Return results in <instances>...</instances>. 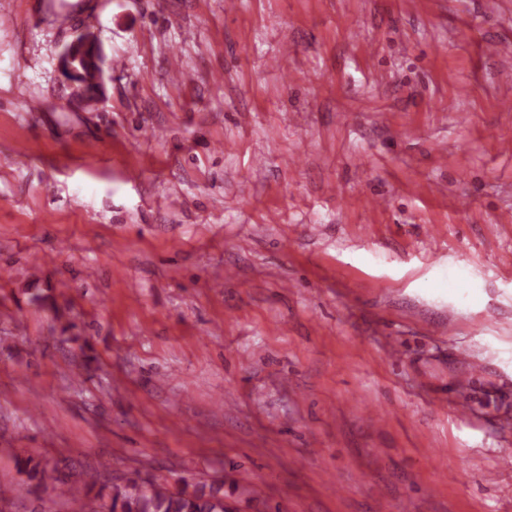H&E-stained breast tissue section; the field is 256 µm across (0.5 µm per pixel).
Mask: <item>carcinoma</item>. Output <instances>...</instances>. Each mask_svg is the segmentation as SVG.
<instances>
[{"label": "carcinoma", "instance_id": "1", "mask_svg": "<svg viewBox=\"0 0 512 512\" xmlns=\"http://www.w3.org/2000/svg\"><path fill=\"white\" fill-rule=\"evenodd\" d=\"M19 470L28 478L26 493L51 492L59 498L83 503L81 512H226L224 497L215 489L201 486L189 493L171 490L165 479L128 477L108 484L97 472L87 471L72 479L55 466L33 458L16 460ZM96 495H91L95 487Z\"/></svg>", "mask_w": 512, "mask_h": 512}]
</instances>
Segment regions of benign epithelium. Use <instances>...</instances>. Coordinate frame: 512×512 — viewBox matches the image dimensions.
<instances>
[{"label":"benign epithelium","instance_id":"benign-epithelium-1","mask_svg":"<svg viewBox=\"0 0 512 512\" xmlns=\"http://www.w3.org/2000/svg\"><path fill=\"white\" fill-rule=\"evenodd\" d=\"M104 63L94 33L83 27L73 31L58 59L59 70L75 95L95 101L100 99L104 84Z\"/></svg>","mask_w":512,"mask_h":512}]
</instances>
